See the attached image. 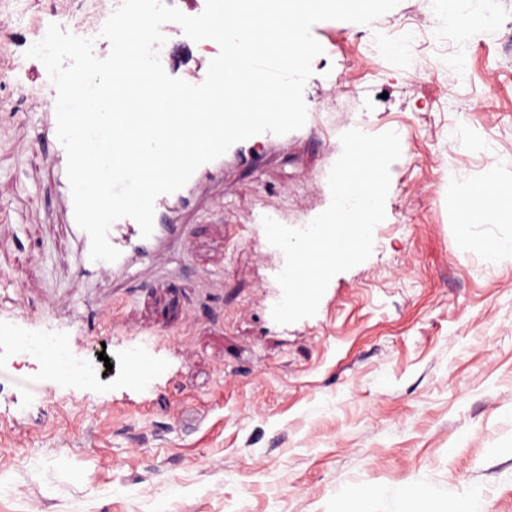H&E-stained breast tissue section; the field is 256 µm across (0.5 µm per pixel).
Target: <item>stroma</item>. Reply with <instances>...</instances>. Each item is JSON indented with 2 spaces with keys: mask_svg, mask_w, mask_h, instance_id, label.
<instances>
[{
  "mask_svg": "<svg viewBox=\"0 0 512 512\" xmlns=\"http://www.w3.org/2000/svg\"><path fill=\"white\" fill-rule=\"evenodd\" d=\"M484 0H399L368 25L322 21L304 100L316 119L226 156L161 268L83 274L46 134L56 89L27 57L50 24L104 0H0V512H401L408 492L512 512V218L461 223L489 167L512 181V28ZM173 77L215 57L182 29ZM397 132L373 253L335 275L315 316L273 321L283 253L263 217L295 228L330 204L342 133ZM62 339L93 382L30 366L21 337ZM153 371L137 379L129 358Z\"/></svg>",
  "mask_w": 512,
  "mask_h": 512,
  "instance_id": "obj_1",
  "label": "stroma"
}]
</instances>
